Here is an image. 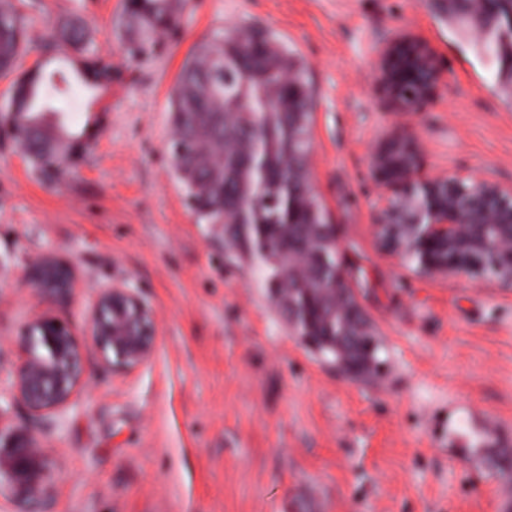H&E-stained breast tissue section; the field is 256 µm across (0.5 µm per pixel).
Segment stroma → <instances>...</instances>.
Wrapping results in <instances>:
<instances>
[{
  "instance_id": "35a3bbf8",
  "label": "stroma",
  "mask_w": 512,
  "mask_h": 512,
  "mask_svg": "<svg viewBox=\"0 0 512 512\" xmlns=\"http://www.w3.org/2000/svg\"><path fill=\"white\" fill-rule=\"evenodd\" d=\"M29 32L74 13L121 81L67 114L87 156L45 184L0 138V393L17 342L56 314L82 347L85 386L55 421L21 403L0 426L49 452L53 512H512L492 452L512 446V287L432 277L385 252L373 147L406 128L420 176L512 185V111L494 67L448 24L446 0H191L157 57L119 47L120 0H14ZM257 23L296 49L315 90L314 192L336 226L347 282L380 345L371 372L326 361L297 335L222 226L196 223L169 157V97L192 45ZM421 40L439 78L411 112L382 90L378 49ZM51 254L77 286L41 302L28 266ZM125 280L153 311L151 357L113 369L90 334L99 286Z\"/></svg>"
}]
</instances>
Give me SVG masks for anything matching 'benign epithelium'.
<instances>
[{
	"mask_svg": "<svg viewBox=\"0 0 512 512\" xmlns=\"http://www.w3.org/2000/svg\"><path fill=\"white\" fill-rule=\"evenodd\" d=\"M381 84L401 112H411L427 98L437 80L434 52L419 40L396 41L379 48ZM418 148L404 134L375 146L370 157L379 187L374 209L375 228L385 249L406 260L420 254L417 270L426 275H466L481 284L512 287V186L486 177L462 188L453 173L429 177L417 174ZM303 252L288 249L292 288L307 297L348 287L342 261L332 267L327 253L338 252L335 232L318 244L320 262L309 276L297 269ZM27 280L45 296L59 298L75 286L73 268L44 256L32 263ZM90 333L104 355L117 366L132 370L151 356L155 324L151 309L125 282L98 289ZM23 358L13 372L9 400H18L37 417L63 413L83 382L81 346L66 322L46 312L26 326ZM47 453L34 446L28 434L0 432V487L26 500L30 512H48L45 486Z\"/></svg>",
	"mask_w": 512,
	"mask_h": 512,
	"instance_id": "7a95c632",
	"label": "benign epithelium"
}]
</instances>
